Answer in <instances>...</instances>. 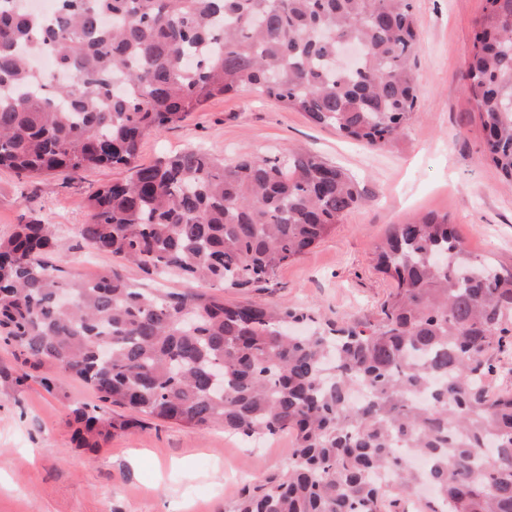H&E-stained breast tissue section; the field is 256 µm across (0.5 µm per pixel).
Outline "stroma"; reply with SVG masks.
<instances>
[{
	"label": "stroma",
	"mask_w": 512,
	"mask_h": 512,
	"mask_svg": "<svg viewBox=\"0 0 512 512\" xmlns=\"http://www.w3.org/2000/svg\"><path fill=\"white\" fill-rule=\"evenodd\" d=\"M484 6L413 0L419 110L393 148H365L247 89L214 97L175 128L143 137L138 161L145 165L188 146L228 162L241 154L283 159L301 149L354 177L361 202L341 224L281 267L273 285L227 289L225 301L288 302L330 320L375 316L393 286L375 267V246L388 225L418 212L447 216L471 255L512 265V189L482 153L463 80ZM129 176L104 167L28 180L2 169L0 236L27 220L54 225L69 275L96 276L114 260L76 236L88 219L81 201L89 187ZM14 352L0 341V512H237L241 499L288 469V435L259 446L220 427L195 431L143 414L101 447H82L67 413L77 403L96 404L94 391L49 365L17 383ZM45 376L52 390L44 389Z\"/></svg>",
	"instance_id": "stroma-1"
}]
</instances>
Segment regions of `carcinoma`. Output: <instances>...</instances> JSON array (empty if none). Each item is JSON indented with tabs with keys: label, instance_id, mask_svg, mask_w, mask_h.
Here are the masks:
<instances>
[{
	"label": "carcinoma",
	"instance_id": "cac0c4a2",
	"mask_svg": "<svg viewBox=\"0 0 512 512\" xmlns=\"http://www.w3.org/2000/svg\"><path fill=\"white\" fill-rule=\"evenodd\" d=\"M486 2L465 87L512 186V0ZM418 31L412 0H59L49 16L0 0V169L128 168L84 197L83 242L147 274L265 288L359 203L354 180L309 152L226 163L188 147L137 165L141 138L254 89L391 148L418 111ZM343 43L363 49L350 69L333 65ZM42 50L74 82L36 70ZM55 246L35 220L0 238V337L21 368L55 365L105 404L194 430L291 435L288 474L237 512H409L423 483L422 512H512V389L484 383L512 352V268L472 256L448 216L390 225L376 260L395 287L375 318L341 322L150 288L120 266L72 280ZM68 417L89 448L127 424L98 405Z\"/></svg>",
	"mask_w": 512,
	"mask_h": 512
}]
</instances>
